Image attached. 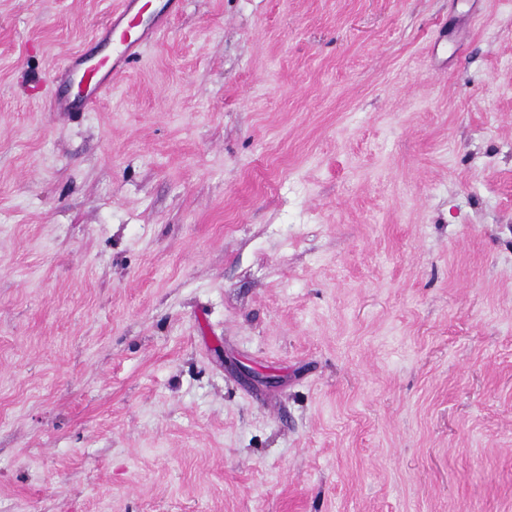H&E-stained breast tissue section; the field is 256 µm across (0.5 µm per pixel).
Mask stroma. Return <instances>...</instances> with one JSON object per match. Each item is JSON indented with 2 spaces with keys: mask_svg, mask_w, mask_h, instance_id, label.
Here are the masks:
<instances>
[{
  "mask_svg": "<svg viewBox=\"0 0 512 512\" xmlns=\"http://www.w3.org/2000/svg\"><path fill=\"white\" fill-rule=\"evenodd\" d=\"M0 0V512H512V0ZM133 1L134 0H124L119 13H114V15H117L116 21H118V23L115 22L112 24L111 22L104 28L105 36L103 40L112 41V46H115L113 49L115 56L110 58L109 66L105 72H101L105 63H95L84 66L85 59L82 56L68 58L59 70V74L64 77L80 71V82L83 83L86 88L80 99V107L83 109L93 107L102 96L111 89L112 84L107 80V76L119 75L121 64L134 59L138 49L154 34V31L143 30L136 35H132L131 30L136 27V24L132 23L134 19L130 20L126 27L117 34L119 24L127 17L128 6L133 4Z\"/></svg>",
  "mask_w": 512,
  "mask_h": 512,
  "instance_id": "stroma-1",
  "label": "stroma"
}]
</instances>
